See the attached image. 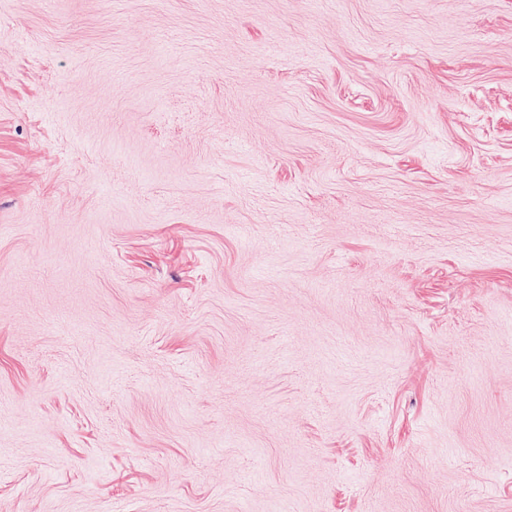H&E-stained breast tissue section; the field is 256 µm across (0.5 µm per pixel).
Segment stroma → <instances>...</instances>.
I'll return each instance as SVG.
<instances>
[{
    "label": "stroma",
    "instance_id": "stroma-1",
    "mask_svg": "<svg viewBox=\"0 0 512 512\" xmlns=\"http://www.w3.org/2000/svg\"><path fill=\"white\" fill-rule=\"evenodd\" d=\"M512 512V0H0V512Z\"/></svg>",
    "mask_w": 512,
    "mask_h": 512
}]
</instances>
